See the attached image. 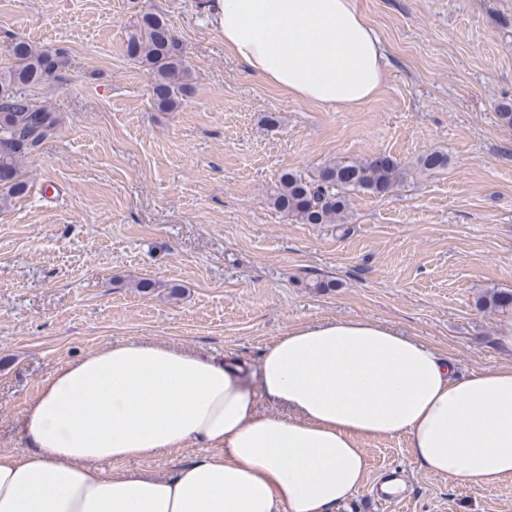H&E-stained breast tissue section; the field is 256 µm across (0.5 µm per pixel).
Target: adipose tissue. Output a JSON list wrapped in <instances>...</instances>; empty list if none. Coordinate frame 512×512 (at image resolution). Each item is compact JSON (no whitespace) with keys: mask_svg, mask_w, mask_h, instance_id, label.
<instances>
[{"mask_svg":"<svg viewBox=\"0 0 512 512\" xmlns=\"http://www.w3.org/2000/svg\"><path fill=\"white\" fill-rule=\"evenodd\" d=\"M202 8L250 73L293 98L353 109L384 80L381 41L354 0ZM23 432L27 451L0 454V512H336L364 481L360 441L381 436L406 435L458 485L511 482L512 363L462 374L357 317L289 328L252 370L230 354L115 344L59 367ZM171 448L202 454L165 479L101 468Z\"/></svg>","mask_w":512,"mask_h":512,"instance_id":"1","label":"adipose tissue"}]
</instances>
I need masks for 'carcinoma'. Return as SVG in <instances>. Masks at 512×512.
I'll return each instance as SVG.
<instances>
[{
    "mask_svg": "<svg viewBox=\"0 0 512 512\" xmlns=\"http://www.w3.org/2000/svg\"><path fill=\"white\" fill-rule=\"evenodd\" d=\"M126 46L128 55L151 72L154 105L159 110H174L192 94L178 39L161 14H139ZM11 52L16 64L0 70V208L28 193L21 162L53 137L61 122L57 113L34 103L28 88L56 78V72L64 66L63 56L26 41L13 43ZM447 164L448 155L431 151L418 156L408 168L390 157L379 156L339 160L313 178L291 170L268 189L267 202L284 216L304 224H342L350 193L385 195L408 179ZM480 303L494 311L512 310V291L494 290Z\"/></svg>",
    "mask_w": 512,
    "mask_h": 512,
    "instance_id": "obj_1",
    "label": "carcinoma"
}]
</instances>
